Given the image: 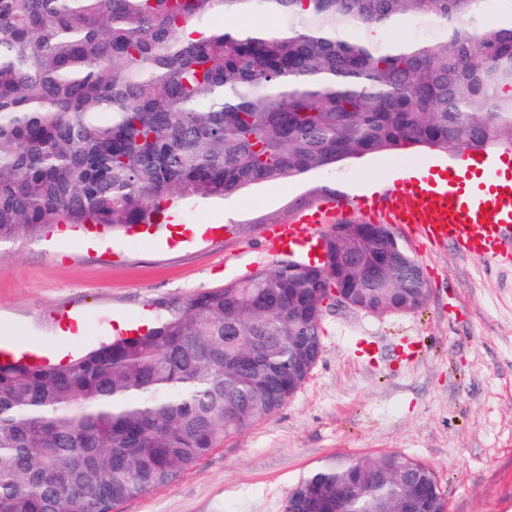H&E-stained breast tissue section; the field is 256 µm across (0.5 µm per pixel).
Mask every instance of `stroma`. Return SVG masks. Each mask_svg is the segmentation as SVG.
<instances>
[{"mask_svg":"<svg viewBox=\"0 0 512 512\" xmlns=\"http://www.w3.org/2000/svg\"><path fill=\"white\" fill-rule=\"evenodd\" d=\"M453 152L378 153L222 201L180 204L175 221L219 237L170 249L171 229L57 224L0 247V342L49 360L151 326L162 305L244 280L279 258L262 235L326 188H389L399 169ZM431 282L414 313L327 310L322 353L275 416L224 440L171 485L118 512H283L300 477L343 456L399 451L428 464L448 512H512V266L479 261L397 227Z\"/></svg>","mask_w":512,"mask_h":512,"instance_id":"stroma-1","label":"stroma"}]
</instances>
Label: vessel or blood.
<instances>
[{
  "label": "vessel or blood",
  "mask_w": 512,
  "mask_h": 512,
  "mask_svg": "<svg viewBox=\"0 0 512 512\" xmlns=\"http://www.w3.org/2000/svg\"><path fill=\"white\" fill-rule=\"evenodd\" d=\"M497 159L468 156L466 166L440 176L416 177L405 169L399 185L381 195H328L267 231L265 253L311 254L324 225L344 222L397 224L427 240L500 264L512 262V177H502Z\"/></svg>",
  "instance_id": "vessel-or-blood-1"
}]
</instances>
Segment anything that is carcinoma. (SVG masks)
<instances>
[{
	"instance_id": "cac0c4a2",
	"label": "carcinoma",
	"mask_w": 512,
	"mask_h": 512,
	"mask_svg": "<svg viewBox=\"0 0 512 512\" xmlns=\"http://www.w3.org/2000/svg\"><path fill=\"white\" fill-rule=\"evenodd\" d=\"M486 0H0V245L51 224L165 223L188 199L367 155L512 151V14ZM261 13L274 28L217 26ZM414 17L407 46L358 31ZM364 223L164 304L156 325L66 363L0 362V512H112L276 415L322 345V301L423 308L419 263ZM361 240V254L350 247ZM316 512H446L397 451L336 458L289 497Z\"/></svg>"
}]
</instances>
